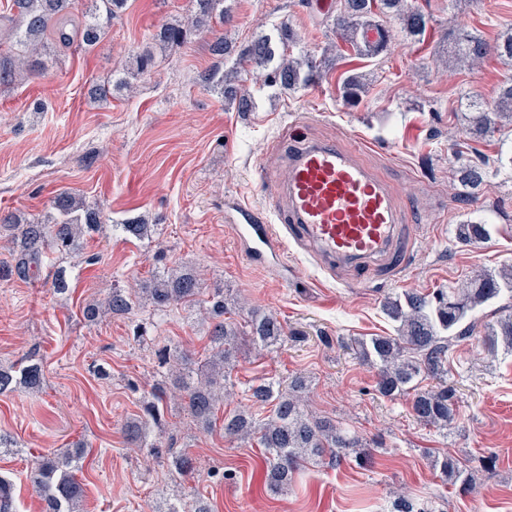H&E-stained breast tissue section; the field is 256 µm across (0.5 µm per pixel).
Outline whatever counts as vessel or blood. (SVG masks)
<instances>
[{"label": "vessel or blood", "mask_w": 512, "mask_h": 512, "mask_svg": "<svg viewBox=\"0 0 512 512\" xmlns=\"http://www.w3.org/2000/svg\"><path fill=\"white\" fill-rule=\"evenodd\" d=\"M278 196L282 211L273 225L254 228L252 208L235 209L240 235L252 251L280 254L287 238L324 268L354 275L396 246L397 195L363 163L358 150L330 142L294 141Z\"/></svg>", "instance_id": "vessel-or-blood-1"}]
</instances>
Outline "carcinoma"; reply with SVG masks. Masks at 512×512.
Instances as JSON below:
<instances>
[{
	"label": "carcinoma",
	"instance_id": "obj_1",
	"mask_svg": "<svg viewBox=\"0 0 512 512\" xmlns=\"http://www.w3.org/2000/svg\"><path fill=\"white\" fill-rule=\"evenodd\" d=\"M76 0H12L9 13L0 16V89L18 81L36 77L45 70L44 52L48 44L69 48L74 39L92 48L107 34L127 0H88L85 12L75 14ZM193 14L187 23H166L155 39L161 49L186 41L193 30L212 35L211 54L223 60L236 54L235 67L227 72L216 65L202 73L200 83L221 92L224 98L237 102L238 109L247 112L253 101L242 95L235 82L245 68L264 70L270 62L277 66L261 75L262 84L295 89L320 79L321 63L309 53L298 57L289 50L296 42L287 25L280 27L279 44L261 37L234 50L224 33L215 24L226 22L224 0H191ZM401 21L405 37L416 39L427 30L429 20L416 11L407 0H339L335 28L338 38L350 45L360 56H376L388 49L394 38L390 20ZM374 28L381 40L369 45L364 31ZM459 62L474 69L481 65L487 45L482 38L460 32L454 39ZM363 76L354 73L342 82L346 102H356L365 92ZM470 114L465 134L481 137L501 131L512 120V82L504 84L496 100L487 105L477 99L469 104ZM456 174L464 185L477 189L484 182V168L463 164ZM47 222L24 224L13 214L0 215V233L11 237L17 248V272L26 276L40 271L49 252H71L79 246L85 232L99 224V213L81 198L70 192H60L52 200ZM112 230L136 239H149L155 228L152 224L127 221L112 225ZM490 230L485 224L456 225V237L466 243L485 240ZM203 282L189 270H171L146 281L139 291L112 288L101 304L89 303L86 318L96 320L100 315L131 314L145 303L153 311L164 313L174 306L191 307L199 303ZM512 299V269L496 273L481 272L458 288L437 291L428 295L407 292L389 298L384 304L387 315L398 322L396 334L373 336L357 341L356 355L375 371V389L385 398L414 392L413 416L429 426L446 428L453 419L455 390L448 387V352L455 341L472 336L477 327L475 313L499 297ZM207 313L213 319L209 330V353L203 364L193 367L189 355L172 348L158 350L160 364L167 368V380L157 384L140 404V414L126 422L123 435L132 448L159 454L155 435L165 426L164 408L167 400L178 398L194 421L209 429L215 425L217 414L230 396L227 388L230 367L239 340L248 342L259 352L290 339L283 323L272 313L252 308L248 320L237 325L224 315L228 303L224 289L215 287L208 301ZM484 346L490 353L500 349L512 352V313L488 327ZM439 380L435 387L422 388V378ZM43 382L42 364L25 359L8 367L0 365V393L25 389L35 391ZM304 377L296 376L289 383L264 380L249 387L250 397L261 404L273 406L272 413L256 419L245 412L224 415L221 430L230 441L254 439L264 448L267 460V482L270 489L281 494L288 490L296 472L327 458L333 466L342 462L349 452L356 451L362 462L371 459L372 449L363 444L356 433L336 425V421L317 417L307 409ZM84 456L79 446L61 454L39 457L30 471L34 490L46 502L48 512H78L82 486L76 478ZM444 480L469 492L474 477L469 473L467 460L462 456L445 454L435 460ZM0 512H14L13 484L0 477Z\"/></svg>",
	"mask_w": 512,
	"mask_h": 512
}]
</instances>
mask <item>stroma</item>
Returning a JSON list of instances; mask_svg holds the SVG:
<instances>
[{"label":"stroma","instance_id":"35a3bbf8","mask_svg":"<svg viewBox=\"0 0 512 512\" xmlns=\"http://www.w3.org/2000/svg\"><path fill=\"white\" fill-rule=\"evenodd\" d=\"M228 36L244 43L276 37L285 22L300 46L326 55L322 82L294 91L249 83L252 111L225 106L197 84L214 61L210 37L193 33L159 55L131 89L113 87L107 101L91 99L92 84L131 67L156 30L186 19L189 0H128L107 37L90 50L72 49L49 62L43 76L0 91V211L43 220L62 190L85 199L101 227L77 251L54 257L69 289L57 294L41 279L8 274L11 246L0 240V364L32 357L43 364L36 391L0 394V474L14 481L16 512H43L29 473L41 455L72 443L87 445L77 473L85 512H164L201 494L213 512H390L396 494L432 505L434 512H512V354H490L480 335L455 343L448 383L457 394L448 429L420 424L411 394L381 398L372 369L356 359L353 339L388 335L395 323L385 298L406 291L450 288L477 270L512 264V168L491 172L476 190L453 182L459 163L512 157V137L462 135L467 100L492 101L512 78V62L488 54L471 71L450 64L451 33L467 31L495 44L512 32V0H416L431 21L424 42L400 39L365 58L337 44L335 12L302 0H225ZM335 53L324 54L327 44ZM365 74L370 88L345 104L346 74ZM301 137L366 143L365 163L399 191L402 232L395 257L365 276L328 272L287 243L283 260H253L225 213L245 202L270 217V186L285 175L274 142L289 129ZM144 217L152 238L128 239L114 225ZM490 227L487 240L463 243V222ZM185 266L207 287L274 312L295 340L256 354L242 346L231 372L228 412H256L249 385L258 379L306 376L312 411L355 431L373 450L371 465L347 457L338 466L301 472L288 492L271 494L256 443L228 442L220 429L190 423L169 404L161 454L128 447L122 433L144 392L159 382L157 351L177 347L200 359L209 323L202 308L181 307L147 326L145 343L132 334L137 316L85 320L83 310L109 288H126L154 272ZM196 460L191 474L168 465L171 453ZM481 461L476 488L464 493L442 483L438 454Z\"/></svg>","mask_w":512,"mask_h":512}]
</instances>
